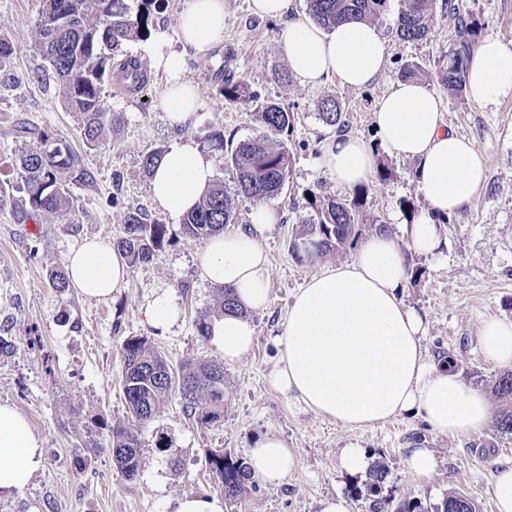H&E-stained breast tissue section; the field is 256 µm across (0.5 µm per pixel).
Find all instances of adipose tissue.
<instances>
[{
    "label": "adipose tissue",
    "instance_id": "obj_1",
    "mask_svg": "<svg viewBox=\"0 0 512 512\" xmlns=\"http://www.w3.org/2000/svg\"><path fill=\"white\" fill-rule=\"evenodd\" d=\"M223 32L224 0H187L179 18L185 45L212 47ZM283 39L292 73L307 85L332 76L362 87L387 68L386 41L365 21H345L327 34L314 22L292 21ZM164 42V35H157L153 64L167 80L165 116L171 127L187 129L198 120L200 90L184 79L182 56L165 51ZM467 91L477 103L512 97V48L495 37L482 40L468 63ZM373 121L383 145L416 163L413 180L427 208L403 227L409 248L423 256L441 255L446 239L438 218L465 209L485 186L483 157L468 139L447 128L439 97L413 80L390 83ZM375 165L373 149L349 134L333 137L321 159L322 168L347 190L368 183ZM213 178L212 159L195 141L182 139L156 167L151 197L162 211L178 216L198 204ZM273 220L272 211L256 208L247 226L212 237L197 258L201 278L233 288L241 307L210 322L209 341L228 364L252 351L255 328L246 313L269 300L268 258L259 236ZM67 269L72 286L92 298L110 296L129 274L125 258L103 239L87 240L71 251ZM408 278L402 252L385 233L368 237L352 261L310 277L288 307L271 386L348 427L372 426L415 411L442 435L483 429L492 414L490 403L457 372L428 356L425 322L400 297ZM480 344L491 362L512 366V320L485 318ZM246 460L254 477L276 483L298 465L285 442L270 433L255 440ZM42 463L41 441L27 419L0 403V492L24 491Z\"/></svg>",
    "mask_w": 512,
    "mask_h": 512
}]
</instances>
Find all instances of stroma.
I'll use <instances>...</instances> for the list:
<instances>
[{
	"label": "stroma",
	"mask_w": 512,
	"mask_h": 512,
	"mask_svg": "<svg viewBox=\"0 0 512 512\" xmlns=\"http://www.w3.org/2000/svg\"><path fill=\"white\" fill-rule=\"evenodd\" d=\"M458 2L462 15L478 23L480 37L512 47V0ZM186 4L157 0L149 36L123 47L122 57L138 60L149 82L134 94L115 83L107 86L105 106L120 113L123 123L117 134L90 149L81 136L79 114L67 107L40 53L36 22L43 0H0V41L12 48L9 62L0 68V186L8 190L0 201V336L11 342L8 352L0 353V402L24 415L43 442L41 468L23 493H0V512H174L183 495H223L209 470L211 451L245 455L267 432L285 440L298 468L280 483L255 480L227 502L225 512H318L319 500L338 492L347 498L350 512H370L371 501L359 495L367 475L351 476L339 467L340 450L351 442L368 451L371 464L385 469L374 498L379 502L394 505L407 499L423 512H435L448 495L460 492L478 512H496L491 483L498 460L512 458V435H500L495 422L460 437L434 433L415 413L351 428L299 406L268 382L280 356L277 338L293 293L312 275L356 254L347 248L301 261L290 248L299 224L311 213L308 195L345 194L319 167L335 134L319 117L326 97L340 102L347 133L375 149L391 170L387 179L375 178L366 186L365 211L371 221L362 233L374 234L382 223L398 239L411 271L402 299L427 316L429 355L450 358L462 379L486 394L501 371L482 352L479 331L485 317L512 318V98L479 104L442 84L440 68L448 62L457 25L444 0H435L434 32L423 42L395 37L402 0H389L372 20L386 40L387 70L361 88L343 86L333 77L310 87L289 76L283 31L287 20L307 18L306 0H293L285 19L255 14L251 0H224L223 48L187 53L184 76L199 85L201 105L199 122L186 135L213 160L214 180L231 194L239 225L248 224L260 205L275 214V223L261 238L269 261L270 302L247 313L256 329L253 351L224 368L221 422L200 426L178 397H169L139 428L143 466L137 479H126L113 464L110 429L129 419L121 391L123 339L148 337L176 368L187 359L219 357L195 331L199 319L213 318L219 296L217 287L202 281L195 264L204 242L187 237L180 218L156 207L142 168L144 154L167 150L177 138L164 121L165 81L152 64V35L165 32L167 50L181 51L178 19ZM408 64L418 66V82L442 100L447 127L473 142L490 173L472 206L445 225L448 246L438 258L415 254L401 239L407 207L420 212L427 204L412 180L414 161L381 145L372 122L376 103ZM229 78L295 114L286 139L292 155L288 184L281 195L261 203L236 195L235 173L210 140L220 133L238 143L261 132L253 102L225 99L222 88ZM21 122L65 141L82 155L90 174L88 181L70 185L62 211L34 214L28 225L16 218L28 199L16 161L34 142L17 133ZM131 210L166 225L167 240L156 259L130 268L124 287L110 298H90L73 289L57 298L49 274L65 270L69 251L83 239L118 237ZM163 289L175 296L179 309L178 323L165 334L144 320L153 294ZM415 445L435 455L430 477H415L406 468V450Z\"/></svg>",
	"instance_id": "stroma-1"
}]
</instances>
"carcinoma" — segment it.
Wrapping results in <instances>:
<instances>
[{"label":"carcinoma","mask_w":512,"mask_h":512,"mask_svg":"<svg viewBox=\"0 0 512 512\" xmlns=\"http://www.w3.org/2000/svg\"><path fill=\"white\" fill-rule=\"evenodd\" d=\"M388 0H306L307 11L320 27L329 30L341 21L355 17L371 20L381 14ZM396 21V36L403 41L428 39L434 31L431 0H403ZM156 0H141L132 12L128 0H45L38 21L40 52L49 62L60 83L68 107L82 117V138L90 147L98 146L109 132H115L122 117L104 106V90L112 80V60L122 47L144 36L141 28L149 26L150 7ZM476 46L474 23L457 26L456 44L448 54V65L441 79L449 89H466L468 61ZM124 78L131 86L147 82L141 65L123 63ZM263 131L242 141L225 155L236 175L237 192L253 200L280 195L291 168L288 148L274 147L270 140L291 132L294 113L274 100L254 99ZM323 124L345 127L343 112L333 98L321 102ZM24 137H32L37 147L19 157L17 170L28 195L30 209L18 216L23 223L31 212L54 213L68 201V182H84L89 172L81 158L68 145L48 133L25 125L18 126ZM366 189L359 187L343 198L312 196L308 205L312 214L301 222L292 243V253L299 260L336 252L355 242L357 227L366 220ZM238 222L224 186H213L198 205L181 219L186 235L208 239L224 231L227 224ZM167 226L150 223L140 210L128 212L123 233L112 247L132 267L152 262L163 247ZM123 361L122 393L131 421L112 427V461L129 479L135 478L142 465L140 424L151 420L161 405L176 393L185 413L196 423L210 426L224 416V363L185 361L177 372L154 351L144 336H127L120 345ZM501 402L497 430L512 435V370L500 373L491 386ZM209 468L224 487V499L240 496L252 483V472L242 456L216 450L208 457Z\"/></svg>","instance_id":"obj_1"}]
</instances>
